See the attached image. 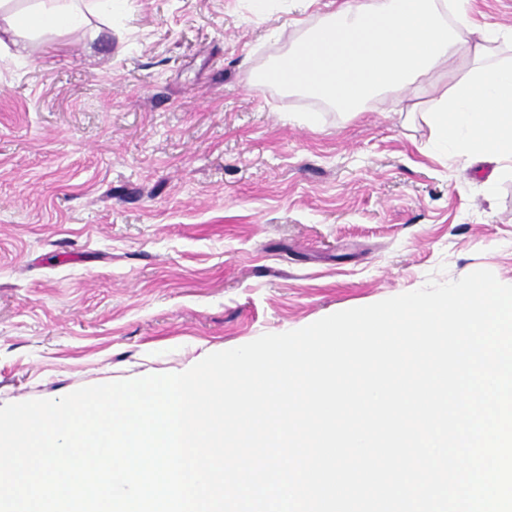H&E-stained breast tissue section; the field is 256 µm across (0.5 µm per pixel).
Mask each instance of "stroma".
I'll return each instance as SVG.
<instances>
[{
	"label": "stroma",
	"instance_id": "1",
	"mask_svg": "<svg viewBox=\"0 0 512 512\" xmlns=\"http://www.w3.org/2000/svg\"><path fill=\"white\" fill-rule=\"evenodd\" d=\"M327 2L119 0L97 39L0 54V406L180 373L431 276L512 285L511 173L433 156L422 113L250 86Z\"/></svg>",
	"mask_w": 512,
	"mask_h": 512
}]
</instances>
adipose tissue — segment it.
Returning <instances> with one entry per match:
<instances>
[{
    "instance_id": "obj_1",
    "label": "adipose tissue",
    "mask_w": 512,
    "mask_h": 512,
    "mask_svg": "<svg viewBox=\"0 0 512 512\" xmlns=\"http://www.w3.org/2000/svg\"><path fill=\"white\" fill-rule=\"evenodd\" d=\"M113 0H0V49L90 30ZM512 29L481 23L471 0H342L270 65L255 87L317 98L350 116L382 101L425 113L436 152L512 164Z\"/></svg>"
}]
</instances>
